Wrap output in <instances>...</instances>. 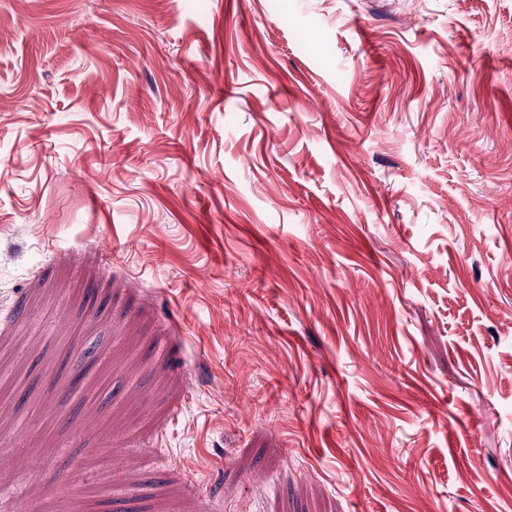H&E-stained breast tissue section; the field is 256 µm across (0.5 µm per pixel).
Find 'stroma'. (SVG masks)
<instances>
[{"label": "stroma", "instance_id": "obj_1", "mask_svg": "<svg viewBox=\"0 0 512 512\" xmlns=\"http://www.w3.org/2000/svg\"><path fill=\"white\" fill-rule=\"evenodd\" d=\"M0 20V512H512V0Z\"/></svg>", "mask_w": 512, "mask_h": 512}]
</instances>
